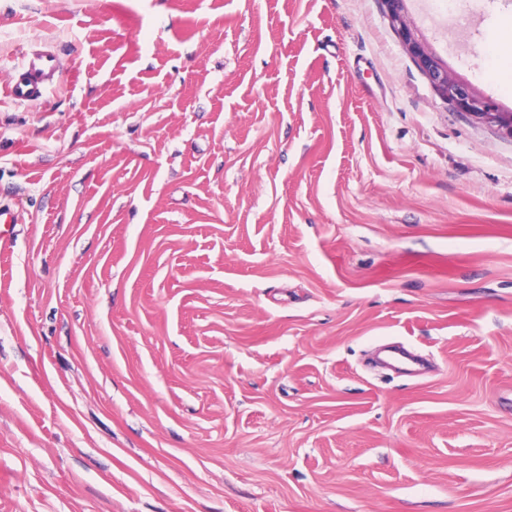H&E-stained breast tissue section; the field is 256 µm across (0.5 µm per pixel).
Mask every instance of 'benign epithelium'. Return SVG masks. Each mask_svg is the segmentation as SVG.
<instances>
[{"instance_id":"1","label":"benign epithelium","mask_w":512,"mask_h":512,"mask_svg":"<svg viewBox=\"0 0 512 512\" xmlns=\"http://www.w3.org/2000/svg\"><path fill=\"white\" fill-rule=\"evenodd\" d=\"M406 0H383L390 24L414 62L435 91L448 105L478 122L496 128L512 138V111H506L493 99L477 92L472 84L448 68L406 20Z\"/></svg>"}]
</instances>
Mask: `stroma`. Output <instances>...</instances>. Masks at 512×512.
Listing matches in <instances>:
<instances>
[{
  "label": "stroma",
  "mask_w": 512,
  "mask_h": 512,
  "mask_svg": "<svg viewBox=\"0 0 512 512\" xmlns=\"http://www.w3.org/2000/svg\"><path fill=\"white\" fill-rule=\"evenodd\" d=\"M0 207V512H512V139L382 0H0ZM393 29L428 78L435 91L457 112L471 116L479 123L496 128L512 138V111H506L492 98L477 92L472 84L448 68L406 20V0H382ZM55 73L56 60L52 55L29 57L25 73L8 82L7 93L17 104L41 99L46 84L54 80Z\"/></svg>",
  "instance_id": "stroma-1"
}]
</instances>
